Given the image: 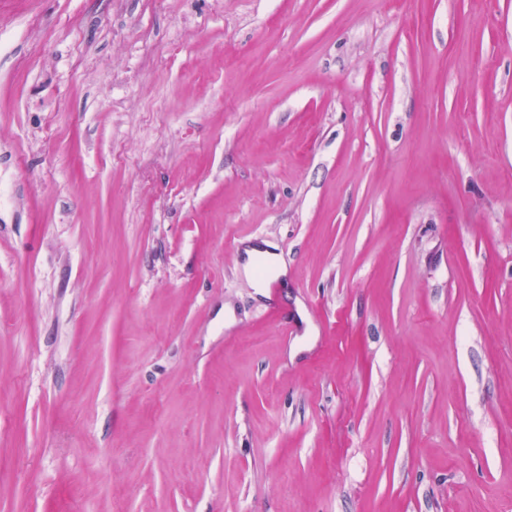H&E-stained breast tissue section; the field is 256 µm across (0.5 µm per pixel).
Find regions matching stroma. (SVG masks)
I'll list each match as a JSON object with an SVG mask.
<instances>
[{
	"instance_id": "1",
	"label": "stroma",
	"mask_w": 512,
	"mask_h": 512,
	"mask_svg": "<svg viewBox=\"0 0 512 512\" xmlns=\"http://www.w3.org/2000/svg\"><path fill=\"white\" fill-rule=\"evenodd\" d=\"M0 512H512V0H0Z\"/></svg>"
}]
</instances>
